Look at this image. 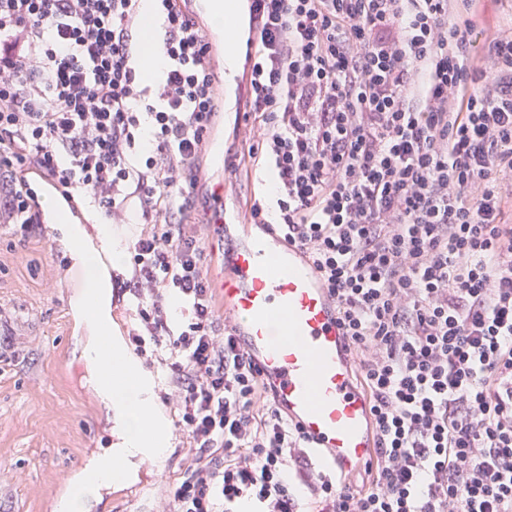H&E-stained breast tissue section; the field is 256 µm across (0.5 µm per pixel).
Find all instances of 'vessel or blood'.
<instances>
[{
	"instance_id": "obj_1",
	"label": "vessel or blood",
	"mask_w": 512,
	"mask_h": 512,
	"mask_svg": "<svg viewBox=\"0 0 512 512\" xmlns=\"http://www.w3.org/2000/svg\"><path fill=\"white\" fill-rule=\"evenodd\" d=\"M212 58L245 53L240 37L214 23ZM211 231L223 256L216 278L234 335L289 420L318 448L330 467L354 476L370 459L374 439L369 406L353 384L352 359L336 301L304 250L268 225L229 223L224 184L209 187Z\"/></svg>"
}]
</instances>
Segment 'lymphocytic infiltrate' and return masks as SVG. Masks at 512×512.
<instances>
[{
    "label": "lymphocytic infiltrate",
    "mask_w": 512,
    "mask_h": 512,
    "mask_svg": "<svg viewBox=\"0 0 512 512\" xmlns=\"http://www.w3.org/2000/svg\"><path fill=\"white\" fill-rule=\"evenodd\" d=\"M0 0V227L42 224L36 182L141 228L122 292L138 354L167 351L187 459L156 512H512V34L473 53L472 0H253L235 168L269 167L245 224L305 250L336 299L375 448L317 468L219 325L205 248L210 32L154 0Z\"/></svg>",
    "instance_id": "1"
}]
</instances>
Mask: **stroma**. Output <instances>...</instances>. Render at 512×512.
<instances>
[{
  "instance_id": "1",
  "label": "stroma",
  "mask_w": 512,
  "mask_h": 512,
  "mask_svg": "<svg viewBox=\"0 0 512 512\" xmlns=\"http://www.w3.org/2000/svg\"><path fill=\"white\" fill-rule=\"evenodd\" d=\"M512 0H474L473 36L497 33ZM56 225L26 246L0 229V512H55L81 471L111 441L113 418L84 379L89 331L74 301L86 270ZM157 377L155 398L170 424L158 459L133 463L125 481L93 501L91 512H154L159 488L184 462V440L166 404L165 352L139 356Z\"/></svg>"
}]
</instances>
